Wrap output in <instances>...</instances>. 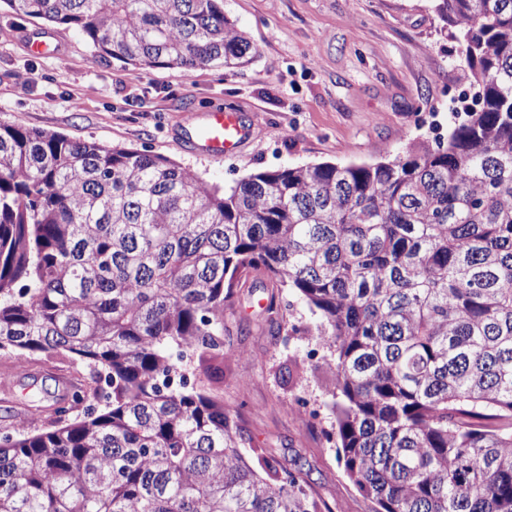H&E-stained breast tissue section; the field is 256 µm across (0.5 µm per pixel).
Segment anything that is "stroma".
<instances>
[{
  "mask_svg": "<svg viewBox=\"0 0 512 512\" xmlns=\"http://www.w3.org/2000/svg\"><path fill=\"white\" fill-rule=\"evenodd\" d=\"M224 14L258 55L233 71L186 72L95 57L76 29L1 8L0 122L157 153L229 186L288 166L374 163L447 138L454 103L469 87L458 44L440 34L429 0H224ZM38 35L50 36L57 54L33 55ZM217 107L237 109L252 127L241 153L216 160L177 145L188 111ZM272 318L284 323L280 335L269 331ZM319 323L292 290L248 280L224 313L217 388L249 456L301 471L332 512H373L327 439L334 376ZM242 351L252 362L239 361ZM76 383L66 356L0 352V430L41 428ZM299 397L314 417L291 412Z\"/></svg>",
  "mask_w": 512,
  "mask_h": 512,
  "instance_id": "stroma-1",
  "label": "stroma"
}]
</instances>
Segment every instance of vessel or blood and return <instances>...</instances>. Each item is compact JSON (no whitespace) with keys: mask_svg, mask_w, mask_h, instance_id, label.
<instances>
[{"mask_svg":"<svg viewBox=\"0 0 512 512\" xmlns=\"http://www.w3.org/2000/svg\"><path fill=\"white\" fill-rule=\"evenodd\" d=\"M187 145L215 159L236 155L248 143L252 130L231 109H215L203 114L193 126Z\"/></svg>","mask_w":512,"mask_h":512,"instance_id":"1","label":"vessel or blood"}]
</instances>
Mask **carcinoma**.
Here are the masks:
<instances>
[{"instance_id": "carcinoma-1", "label": "carcinoma", "mask_w": 512, "mask_h": 512, "mask_svg": "<svg viewBox=\"0 0 512 512\" xmlns=\"http://www.w3.org/2000/svg\"><path fill=\"white\" fill-rule=\"evenodd\" d=\"M146 68L258 53L220 0H0ZM472 76L448 140L253 173L0 122V351L88 370L42 429L0 434V512H322L242 452L222 376L243 280L321 317L336 453L375 512H512V0H433Z\"/></svg>"}]
</instances>
